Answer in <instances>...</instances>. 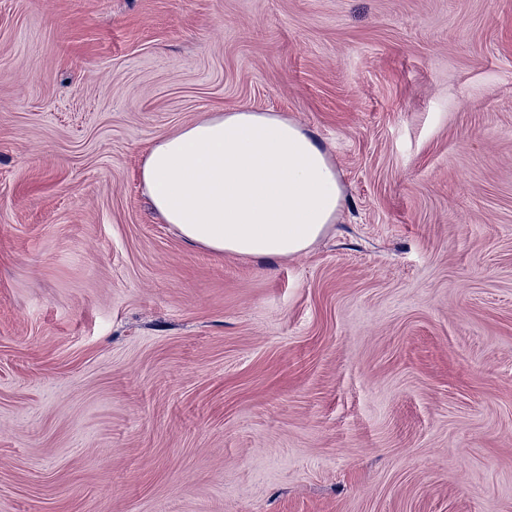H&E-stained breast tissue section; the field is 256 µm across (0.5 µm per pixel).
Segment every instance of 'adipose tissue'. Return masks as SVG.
<instances>
[{"mask_svg": "<svg viewBox=\"0 0 512 512\" xmlns=\"http://www.w3.org/2000/svg\"><path fill=\"white\" fill-rule=\"evenodd\" d=\"M141 185L185 242L221 255L290 259L325 237L342 208L336 167L276 112H215L159 135Z\"/></svg>", "mask_w": 512, "mask_h": 512, "instance_id": "adipose-tissue-1", "label": "adipose tissue"}]
</instances>
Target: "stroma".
I'll return each mask as SVG.
<instances>
[{"instance_id":"1","label":"stroma","mask_w":512,"mask_h":512,"mask_svg":"<svg viewBox=\"0 0 512 512\" xmlns=\"http://www.w3.org/2000/svg\"><path fill=\"white\" fill-rule=\"evenodd\" d=\"M241 107L341 178L289 260L142 191ZM0 512H512V0H0Z\"/></svg>"}]
</instances>
